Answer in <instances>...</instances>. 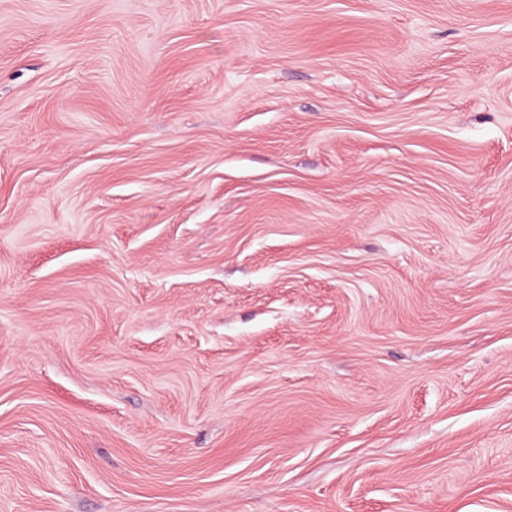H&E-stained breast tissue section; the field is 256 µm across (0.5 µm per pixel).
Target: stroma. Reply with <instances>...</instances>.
<instances>
[{
	"instance_id": "35a3bbf8",
	"label": "stroma",
	"mask_w": 512,
	"mask_h": 512,
	"mask_svg": "<svg viewBox=\"0 0 512 512\" xmlns=\"http://www.w3.org/2000/svg\"><path fill=\"white\" fill-rule=\"evenodd\" d=\"M0 512H512V0H0Z\"/></svg>"
}]
</instances>
